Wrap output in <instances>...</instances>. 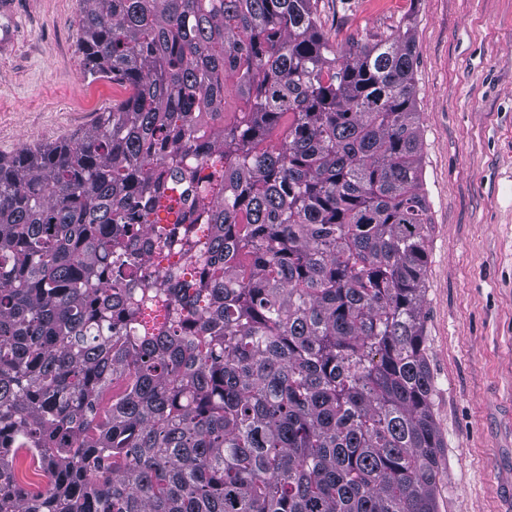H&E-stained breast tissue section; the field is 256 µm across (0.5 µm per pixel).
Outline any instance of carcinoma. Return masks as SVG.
Listing matches in <instances>:
<instances>
[{"label": "carcinoma", "instance_id": "carcinoma-1", "mask_svg": "<svg viewBox=\"0 0 512 512\" xmlns=\"http://www.w3.org/2000/svg\"><path fill=\"white\" fill-rule=\"evenodd\" d=\"M84 3L128 94L0 158V512H438L414 23Z\"/></svg>", "mask_w": 512, "mask_h": 512}]
</instances>
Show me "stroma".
<instances>
[{"label":"stroma","mask_w":512,"mask_h":512,"mask_svg":"<svg viewBox=\"0 0 512 512\" xmlns=\"http://www.w3.org/2000/svg\"><path fill=\"white\" fill-rule=\"evenodd\" d=\"M83 0H17L0 52V157L94 126L125 96L92 79ZM337 47L415 22L430 252L423 306L445 443L439 512H512V0H318Z\"/></svg>","instance_id":"35a3bbf8"}]
</instances>
